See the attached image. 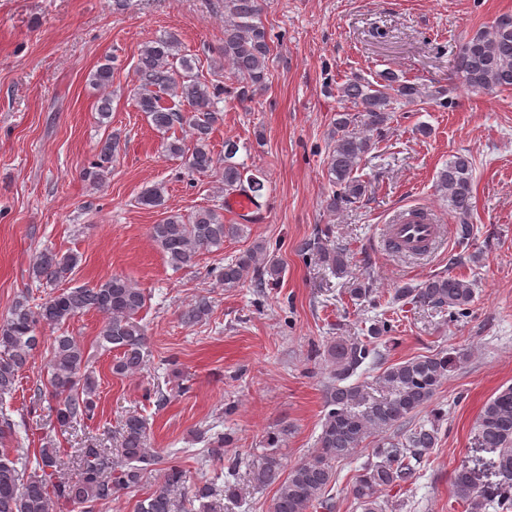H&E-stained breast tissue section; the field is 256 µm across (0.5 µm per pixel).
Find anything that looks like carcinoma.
I'll use <instances>...</instances> for the list:
<instances>
[{"instance_id":"cac0c4a2","label":"carcinoma","mask_w":512,"mask_h":512,"mask_svg":"<svg viewBox=\"0 0 512 512\" xmlns=\"http://www.w3.org/2000/svg\"><path fill=\"white\" fill-rule=\"evenodd\" d=\"M264 0H224V74L232 81L236 97L245 101L266 89L271 77V49L260 16ZM456 68L464 85L473 91L512 88V15L500 16L493 25L476 31L458 48ZM135 72L134 101L138 111L152 126L167 134L186 129L165 144V151L184 159L194 173L219 170L224 192H245L260 206L264 184L261 173L235 161L239 145L224 141V157L210 148V135L223 121L217 100L223 88L208 83L197 72L195 59L180 53L173 34L146 43L140 50ZM450 89L439 85L422 91L392 72H383L374 82L352 77L338 86L337 94L353 104L357 112H338L328 133L327 177L332 194L327 207L336 212L360 202L366 185L356 176L365 155L374 145L371 133L380 131L390 119V105L414 103L421 98L438 106L448 105ZM177 98L186 111L167 105L165 98ZM120 146V134L111 133L102 143L97 160L83 168L82 178L93 186L104 183ZM474 163L469 155L457 154L438 172L437 189L448 201L455 219L454 236L465 242L474 235L471 223ZM138 204L148 209L164 205V187L142 192ZM242 231L239 224H226L220 213L202 208L190 216L170 214L152 225L151 236L167 263L175 270L190 268L203 252L224 249V239ZM300 252H311L339 278L351 276L347 248L330 244L321 234L304 242ZM79 256L60 254L52 249L35 253L29 276L38 285L57 286L70 278ZM283 267L270 254L267 243L256 239L251 247L223 265L210 269V275L226 288L247 280L257 288L280 280ZM475 293V283L456 275H435L418 286L394 289L393 302H409L422 307L450 309L464 315ZM147 302L146 293L127 276L115 274L92 286L62 288L42 302L30 304L29 295L16 298L5 319L0 321V400L16 390L20 373L42 342L41 330L64 326L79 315L95 312L102 316L98 342L106 351H115L112 374L128 376L144 366L147 346L145 326L139 313ZM209 301L202 298L181 312V321L194 325L207 319ZM391 325L378 320L365 336L338 339L327 346L324 358L330 368L324 389V418L317 449L289 470L279 455H263L251 471L256 487H273L271 512H334V497L328 489L336 480V463L363 449L366 439H381L371 449L374 461L360 473L349 496L361 512H380L381 494L411 484L416 467L439 442L438 417L412 424L410 420L432 401L442 381L466 359L452 348L429 356L413 357L387 366L373 382L351 381L365 364L381 366L379 348ZM50 376L37 388L35 400H50L53 428L66 432L74 424L92 420L98 409V384L81 341L66 332L50 345ZM392 435H386L390 430ZM117 455L89 444L79 449L80 473L75 481L48 485L63 465L59 450L51 442L33 455L10 456L17 442L15 421L0 412V512H52L53 500H62L81 509L96 512L98 506L113 500L122 490L141 487L156 467L162 477L151 484L147 495L138 500L136 512H172L173 492L184 485V472L178 465L165 464L155 448L148 446L149 429L145 418L128 413L121 423ZM476 443L497 454L493 461L496 480L479 483L465 465L451 478L453 496L468 505L470 512L492 507L512 512V385L496 392L484 405L476 425ZM239 496L238 488L223 490L205 482L186 491L189 506L199 503L195 512H225V502Z\"/></svg>"}]
</instances>
